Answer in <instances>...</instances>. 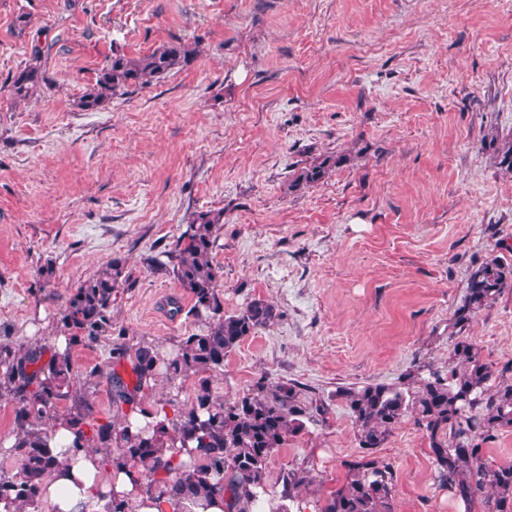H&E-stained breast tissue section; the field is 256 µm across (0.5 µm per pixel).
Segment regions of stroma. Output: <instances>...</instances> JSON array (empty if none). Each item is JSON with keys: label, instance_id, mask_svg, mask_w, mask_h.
Masks as SVG:
<instances>
[{"label": "stroma", "instance_id": "stroma-1", "mask_svg": "<svg viewBox=\"0 0 512 512\" xmlns=\"http://www.w3.org/2000/svg\"><path fill=\"white\" fill-rule=\"evenodd\" d=\"M169 42L194 60L104 110L74 107L113 53ZM36 55L49 83L13 101L3 85ZM494 133L512 136V6L498 0H0V340L52 335L63 296L115 258L128 278L114 328L163 344L195 332L190 296L144 259L192 213L223 210L225 312L261 298L281 317L213 388L231 402L265 375L330 399L328 423L269 465L274 498L288 465L313 466L288 509L314 512L360 453L337 387L447 370L473 268L512 264V174L482 144ZM327 152L345 163L286 194ZM465 334L512 367V290ZM377 455L397 512H463L413 417Z\"/></svg>", "mask_w": 512, "mask_h": 512}]
</instances>
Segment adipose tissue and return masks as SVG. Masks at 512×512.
I'll use <instances>...</instances> for the list:
<instances>
[{"label": "adipose tissue", "instance_id": "1", "mask_svg": "<svg viewBox=\"0 0 512 512\" xmlns=\"http://www.w3.org/2000/svg\"><path fill=\"white\" fill-rule=\"evenodd\" d=\"M113 487L126 491L130 485L125 478L116 479L101 471L92 456L84 454L69 469L53 472L44 495L53 512H81L92 492Z\"/></svg>", "mask_w": 512, "mask_h": 512}]
</instances>
